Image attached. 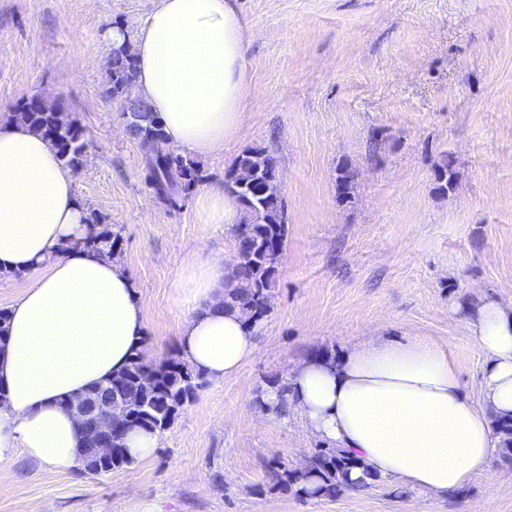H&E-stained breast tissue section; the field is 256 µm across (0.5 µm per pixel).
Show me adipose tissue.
Listing matches in <instances>:
<instances>
[{"label": "adipose tissue", "mask_w": 512, "mask_h": 512, "mask_svg": "<svg viewBox=\"0 0 512 512\" xmlns=\"http://www.w3.org/2000/svg\"><path fill=\"white\" fill-rule=\"evenodd\" d=\"M131 42L135 90L160 120L169 147L198 159L233 140L251 81L247 31L236 0H156L108 33ZM198 223L232 231L237 201L219 188L196 199ZM87 209L76 177L43 135L0 113V268L31 274L9 309L0 348V465L17 449L60 472L80 465L71 397L116 376L144 350L146 320L133 282L109 251L63 250L81 238ZM233 267L224 251L193 254L175 284L184 319L177 352L212 384L235 377L257 352L256 329L224 304ZM484 358L480 398L465 392L447 347L379 336L331 357L313 352L269 405L298 412L305 428L353 461L350 480L445 499L486 474L512 419V304L491 299L469 318Z\"/></svg>", "instance_id": "ef3b65f1"}]
</instances>
